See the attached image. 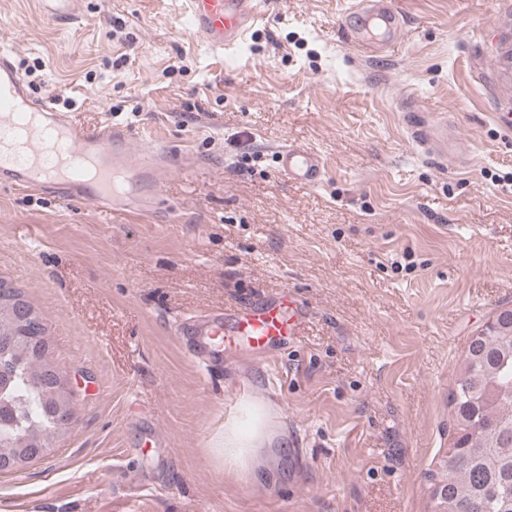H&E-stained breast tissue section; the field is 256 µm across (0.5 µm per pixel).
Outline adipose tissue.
Instances as JSON below:
<instances>
[{"instance_id":"adipose-tissue-1","label":"adipose tissue","mask_w":512,"mask_h":512,"mask_svg":"<svg viewBox=\"0 0 512 512\" xmlns=\"http://www.w3.org/2000/svg\"><path fill=\"white\" fill-rule=\"evenodd\" d=\"M245 413V418L236 417L225 422L224 432L212 449L218 465L245 467L253 459L255 449L271 444L264 406L246 405Z\"/></svg>"}]
</instances>
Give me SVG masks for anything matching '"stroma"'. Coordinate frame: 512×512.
Returning a JSON list of instances; mask_svg holds the SVG:
<instances>
[{
  "label": "stroma",
  "mask_w": 512,
  "mask_h": 512,
  "mask_svg": "<svg viewBox=\"0 0 512 512\" xmlns=\"http://www.w3.org/2000/svg\"><path fill=\"white\" fill-rule=\"evenodd\" d=\"M353 2L270 0L220 60L181 0H86L65 26L0 0L36 96L202 160L162 173L147 220L0 188V278L44 316L78 412L0 472V512H434L467 342L512 307V0H393L399 39L365 52ZM426 119L447 154L411 133ZM286 143L322 155L319 185L277 173ZM282 296L307 317L265 355L210 372L178 341L185 316ZM249 397L278 430L256 479L209 453Z\"/></svg>",
  "instance_id": "stroma-1"
}]
</instances>
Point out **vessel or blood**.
<instances>
[{
    "mask_svg": "<svg viewBox=\"0 0 512 512\" xmlns=\"http://www.w3.org/2000/svg\"><path fill=\"white\" fill-rule=\"evenodd\" d=\"M55 21L71 23L82 15L84 0H39ZM190 29L216 54L240 49L257 18L262 0H183ZM401 20L391 0H355L346 15L350 41L361 49L393 44ZM110 125L91 127L71 113L57 111L36 98L9 53L0 51V185L49 191L59 189L71 199L91 200L110 214L152 211L160 204L156 176L177 164L192 169L189 155L165 145L142 141ZM279 175L318 185L322 158L311 149L287 144L276 155ZM297 322L275 300H262L225 315L208 311L182 320L176 334L191 356L205 368L224 361V349L246 341L264 351L293 335Z\"/></svg>",
    "mask_w": 512,
    "mask_h": 512,
    "instance_id": "vessel-or-blood-1",
    "label": "vessel or blood"
}]
</instances>
